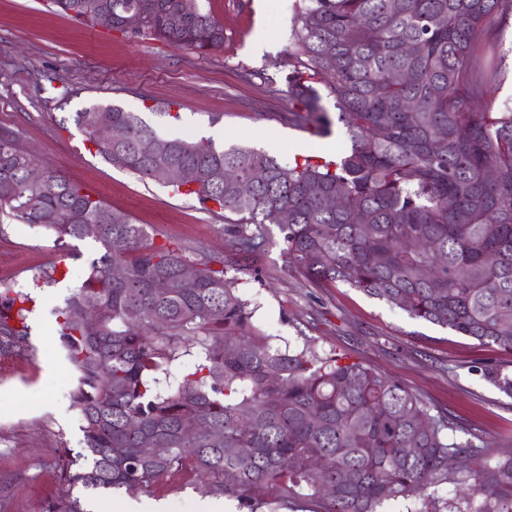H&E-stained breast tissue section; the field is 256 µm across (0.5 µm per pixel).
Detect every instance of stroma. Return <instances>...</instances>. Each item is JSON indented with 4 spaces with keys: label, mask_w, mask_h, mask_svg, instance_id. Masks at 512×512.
<instances>
[{
    "label": "stroma",
    "mask_w": 512,
    "mask_h": 512,
    "mask_svg": "<svg viewBox=\"0 0 512 512\" xmlns=\"http://www.w3.org/2000/svg\"><path fill=\"white\" fill-rule=\"evenodd\" d=\"M300 3L202 0L224 26L223 48L202 55L87 25L50 0H0V133H11L41 167L60 170L158 237L230 254L223 216L104 160L73 114L94 103L117 105L162 136L245 145L283 164L298 154H321L328 144L344 151L342 123L333 122L322 136L286 120L293 108L286 49ZM493 41L506 72L488 98L500 109L512 106V24L496 31ZM49 73L57 82L46 81ZM166 103L176 106L179 119L154 112V105ZM55 238L0 214V267L11 270L0 291L22 290L35 300L28 344L0 349V512H42L61 487L59 454L84 446L69 399L74 372L59 344L55 311L80 284L98 247L73 240L62 249ZM282 249L277 229L269 228L254 263L236 273L241 295L256 308L254 324L277 345L295 347L313 338L324 351L396 379L446 414L458 438L487 443L489 460L512 455V396L484 375L490 367L512 371V352L411 318L343 284L313 287L286 269ZM54 266L65 271L63 281L33 286V273ZM207 497L198 482H168L151 493L119 491L103 502L122 508L160 502L166 512H194Z\"/></svg>",
    "instance_id": "stroma-1"
}]
</instances>
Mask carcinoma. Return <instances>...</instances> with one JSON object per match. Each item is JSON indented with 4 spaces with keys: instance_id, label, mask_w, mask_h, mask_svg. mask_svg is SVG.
Returning <instances> with one entry per match:
<instances>
[{
    "instance_id": "obj_1",
    "label": "carcinoma",
    "mask_w": 512,
    "mask_h": 512,
    "mask_svg": "<svg viewBox=\"0 0 512 512\" xmlns=\"http://www.w3.org/2000/svg\"><path fill=\"white\" fill-rule=\"evenodd\" d=\"M54 3L88 25L109 10L118 31L138 12L135 38L201 54L224 45V26L200 0ZM509 19L512 0H303L287 49L288 97L299 104L288 120L327 133L323 100L333 101L349 141L336 161L300 155L283 165L249 147L164 138L112 104L85 107L74 123L105 160L145 181L163 167L183 170L168 186L224 213L233 265L252 261L274 224L286 267L313 285L343 283L512 351V109L480 107L502 75L491 36ZM408 43L419 54H407ZM114 128L125 137L112 138ZM144 138L158 143L154 152H141ZM34 163L0 135V185L12 186L0 192V209L61 243L99 248L57 311L85 448L62 453L63 490L44 512H88V495L149 493L180 471L244 512H377L400 498L429 512L448 482V457L461 455L478 469L458 512H512V457L488 463L398 381L313 340L275 345L252 324L224 255L157 244L147 225L61 172L29 178ZM217 168L228 177L213 180ZM336 193L344 207L326 206ZM115 265L119 280L109 276ZM186 267L191 288L179 284ZM160 280L168 287H155ZM30 302L20 291L0 293L1 347L26 341ZM193 354L195 370L174 375ZM187 420L205 429L186 435ZM148 439L168 453L148 455Z\"/></svg>"
}]
</instances>
